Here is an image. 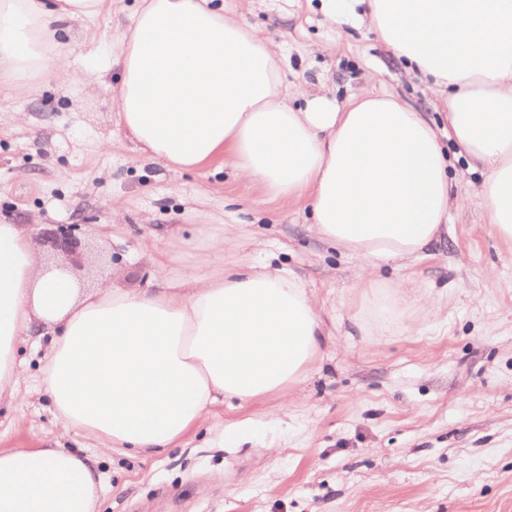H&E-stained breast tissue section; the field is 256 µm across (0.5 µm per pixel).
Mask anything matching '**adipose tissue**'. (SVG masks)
<instances>
[{"label": "adipose tissue", "instance_id": "ef3b65f1", "mask_svg": "<svg viewBox=\"0 0 512 512\" xmlns=\"http://www.w3.org/2000/svg\"><path fill=\"white\" fill-rule=\"evenodd\" d=\"M107 2L0 0V81L57 79L62 34ZM324 11L361 14L428 81L447 127L386 91L343 103L302 93L282 52L224 0H139L117 42L114 117L146 160L184 171L225 157L269 197L307 198L318 238L364 261L382 319L396 301L377 265L424 254L460 205L445 142L482 172L479 205L512 241V0H324ZM31 232L0 222V401L24 399L16 352L38 336L41 392L100 453L177 447L224 400L302 382L327 342L322 307L288 269L174 277L176 240L159 236L161 288H81L46 269ZM101 490L96 458L59 440L0 449V512H94Z\"/></svg>", "mask_w": 512, "mask_h": 512}]
</instances>
